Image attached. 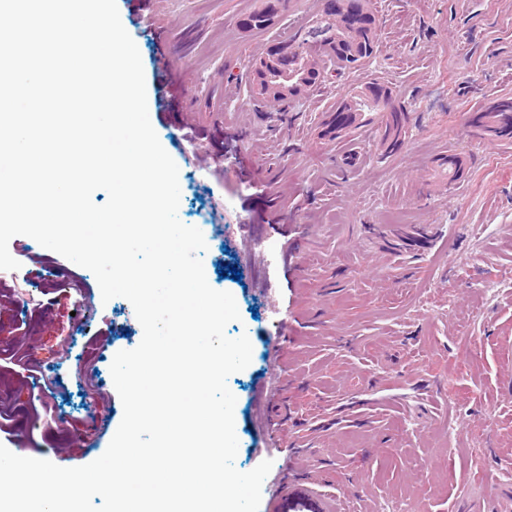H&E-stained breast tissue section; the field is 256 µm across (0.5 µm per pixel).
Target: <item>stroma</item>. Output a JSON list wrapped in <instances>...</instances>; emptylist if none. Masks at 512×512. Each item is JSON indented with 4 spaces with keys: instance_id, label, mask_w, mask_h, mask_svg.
I'll use <instances>...</instances> for the list:
<instances>
[{
    "instance_id": "35a3bbf8",
    "label": "stroma",
    "mask_w": 512,
    "mask_h": 512,
    "mask_svg": "<svg viewBox=\"0 0 512 512\" xmlns=\"http://www.w3.org/2000/svg\"><path fill=\"white\" fill-rule=\"evenodd\" d=\"M260 3L151 0L142 22L117 0L151 123L179 167L178 217L204 235L210 286L236 300L227 335L252 344L228 379L234 465L272 460L259 512H338L345 497L351 512H466L463 479L477 468L492 504L512 458V142L477 138L468 119L512 95V0H372L375 57L284 110L250 97L249 64L319 2L287 0L275 26L244 31ZM161 57L174 112L158 98ZM375 79L409 113L401 152L384 156L372 124L351 142L319 138L325 108ZM177 124L209 138L188 142ZM226 140L237 152L215 167L209 153ZM449 154L463 160L456 181L439 165ZM21 246L24 271L0 270V411L23 456L55 448V464L84 465L120 424L110 365L142 327L127 299L102 301L90 271L78 269L83 293L70 299L64 257L27 236L9 243ZM232 265L241 280L221 277ZM14 352L50 363L54 392Z\"/></svg>"
}]
</instances>
